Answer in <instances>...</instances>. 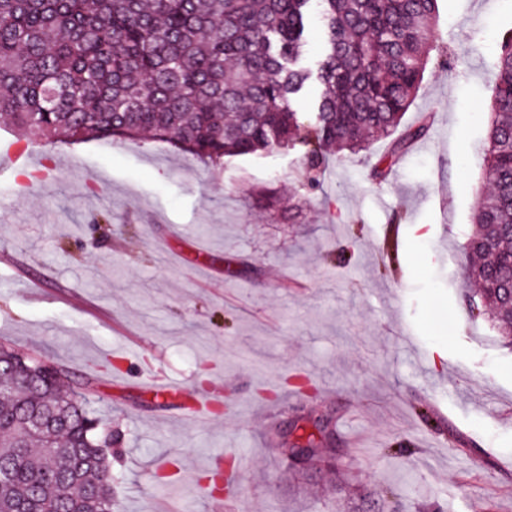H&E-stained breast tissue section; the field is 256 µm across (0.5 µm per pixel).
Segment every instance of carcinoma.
<instances>
[{
  "label": "carcinoma",
  "mask_w": 512,
  "mask_h": 512,
  "mask_svg": "<svg viewBox=\"0 0 512 512\" xmlns=\"http://www.w3.org/2000/svg\"><path fill=\"white\" fill-rule=\"evenodd\" d=\"M319 8L324 48L301 65ZM438 0H0V119L19 138L66 143L150 134L200 160L299 146L317 169L330 153L388 137L415 105L438 49ZM493 113L467 285L478 314L512 343V29L491 59ZM311 80L313 111L296 103ZM424 115L375 167L383 177L426 136ZM0 343V512H120L101 428L58 365L38 379ZM45 412L53 427L28 422ZM299 473L335 467L307 436Z\"/></svg>",
  "instance_id": "carcinoma-1"
}]
</instances>
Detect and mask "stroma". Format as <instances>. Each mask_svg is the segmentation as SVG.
Returning <instances> with one entry per match:
<instances>
[{"instance_id":"stroma-1","label":"stroma","mask_w":512,"mask_h":512,"mask_svg":"<svg viewBox=\"0 0 512 512\" xmlns=\"http://www.w3.org/2000/svg\"><path fill=\"white\" fill-rule=\"evenodd\" d=\"M437 26L459 63H429L403 119L429 133L382 180L388 137L310 192L292 149L207 165L0 122V341L89 389L122 512H512V347L465 278L512 0H441ZM146 367L181 394L156 402ZM286 426L325 432L336 474L289 472Z\"/></svg>"}]
</instances>
